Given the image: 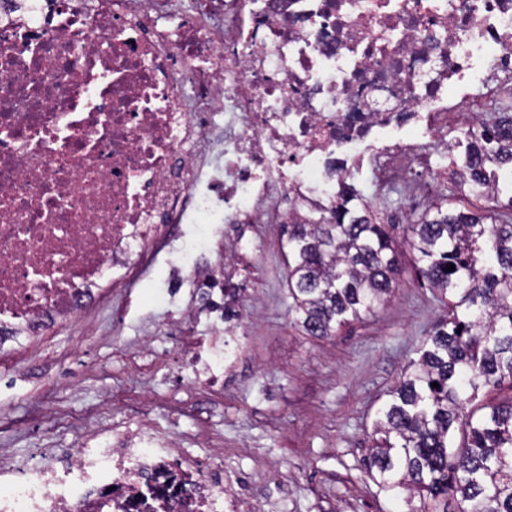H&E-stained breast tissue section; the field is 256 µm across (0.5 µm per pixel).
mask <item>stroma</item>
I'll use <instances>...</instances> for the list:
<instances>
[{
  "mask_svg": "<svg viewBox=\"0 0 512 512\" xmlns=\"http://www.w3.org/2000/svg\"><path fill=\"white\" fill-rule=\"evenodd\" d=\"M356 187L386 223L406 225L445 194L410 166L381 191L370 169ZM241 250L246 289L233 333L208 318L181 322L186 298H161L168 268L147 258L129 287L106 290L88 314L28 345L0 350V454L52 461L107 426L146 420L181 458H220L240 512H407L419 508L381 490L361 459L388 392L446 307L405 269L391 300L362 322L318 339L294 325L280 227L255 224ZM235 349L224 387L185 377L186 350Z\"/></svg>",
  "mask_w": 512,
  "mask_h": 512,
  "instance_id": "obj_1",
  "label": "stroma"
}]
</instances>
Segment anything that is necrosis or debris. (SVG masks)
I'll use <instances>...</instances> for the list:
<instances>
[{
	"label": "necrosis or debris",
	"mask_w": 512,
	"mask_h": 512,
	"mask_svg": "<svg viewBox=\"0 0 512 512\" xmlns=\"http://www.w3.org/2000/svg\"><path fill=\"white\" fill-rule=\"evenodd\" d=\"M0 0V335L120 288L177 224L215 237L336 206L370 166L448 176V119L512 76V0ZM214 247L169 264L224 320ZM224 470L145 426L61 466L0 458V512H224Z\"/></svg>",
	"instance_id": "4bbe7bcc"
}]
</instances>
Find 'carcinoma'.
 Masks as SVG:
<instances>
[{"label": "carcinoma", "mask_w": 512, "mask_h": 512, "mask_svg": "<svg viewBox=\"0 0 512 512\" xmlns=\"http://www.w3.org/2000/svg\"><path fill=\"white\" fill-rule=\"evenodd\" d=\"M495 111L448 152V180L471 207L436 201L403 238L448 317L377 412L363 467L393 496L418 494V512H448L451 496L468 503L460 512H512V139L500 137L512 109ZM343 193L336 210L281 225L289 311L317 338L374 313L401 273L397 225L355 186Z\"/></svg>", "instance_id": "1"}]
</instances>
